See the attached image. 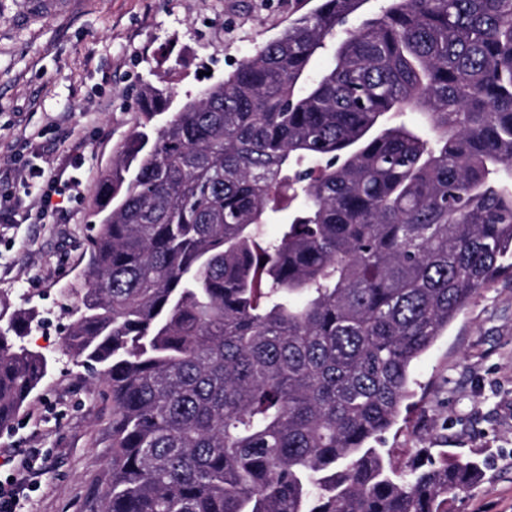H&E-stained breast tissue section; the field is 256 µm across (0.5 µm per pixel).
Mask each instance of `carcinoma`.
Segmentation results:
<instances>
[{
	"label": "carcinoma",
	"instance_id": "obj_1",
	"mask_svg": "<svg viewBox=\"0 0 512 512\" xmlns=\"http://www.w3.org/2000/svg\"><path fill=\"white\" fill-rule=\"evenodd\" d=\"M387 2L338 40L366 0H319L175 112L148 88L64 339L112 394L98 512H448L481 479L372 443L512 270V0ZM37 321L0 309V430L48 373Z\"/></svg>",
	"mask_w": 512,
	"mask_h": 512
}]
</instances>
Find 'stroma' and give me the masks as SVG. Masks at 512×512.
I'll return each instance as SVG.
<instances>
[{"label": "stroma", "instance_id": "35a3bbf8", "mask_svg": "<svg viewBox=\"0 0 512 512\" xmlns=\"http://www.w3.org/2000/svg\"><path fill=\"white\" fill-rule=\"evenodd\" d=\"M316 0H0V169L37 135L46 172L68 168L43 224H0V304L39 311L29 344L51 362L11 428L0 480L29 461L18 512H91L112 460V396L66 354L83 285L95 184L131 133L150 84L173 108L224 81L239 61ZM412 407L385 435L392 460L478 458L481 483L448 512H512V273L480 289L411 369Z\"/></svg>", "mask_w": 512, "mask_h": 512}]
</instances>
